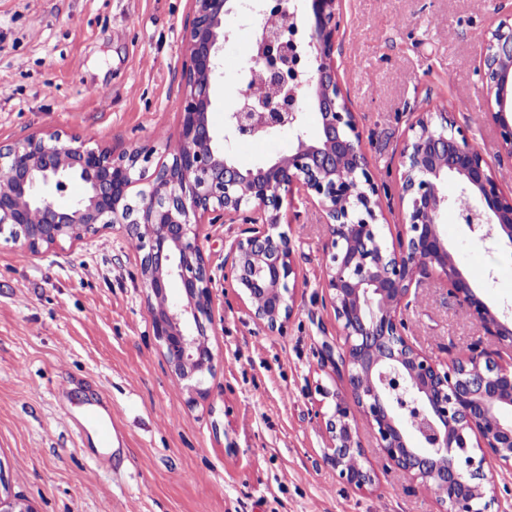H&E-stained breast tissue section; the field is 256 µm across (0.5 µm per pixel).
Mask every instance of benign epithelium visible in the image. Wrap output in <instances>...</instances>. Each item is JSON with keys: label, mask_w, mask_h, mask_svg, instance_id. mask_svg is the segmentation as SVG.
Returning a JSON list of instances; mask_svg holds the SVG:
<instances>
[{"label": "benign epithelium", "mask_w": 512, "mask_h": 512, "mask_svg": "<svg viewBox=\"0 0 512 512\" xmlns=\"http://www.w3.org/2000/svg\"><path fill=\"white\" fill-rule=\"evenodd\" d=\"M191 0L182 30L183 97L175 145L155 160L145 145L129 153L92 147L58 133L0 144V231H20L28 253L77 245L119 227L136 241L153 333L182 379L212 371L213 277L200 242L204 224H247L224 256V282L239 290L247 316L271 333L286 332L298 275L292 241L279 231L284 200L298 193L328 229L323 288L343 343L336 371L346 392L331 393L320 414L325 457L345 489L373 490L379 473L399 471L424 490L436 489L437 512H508L484 465L492 457L512 468V321L498 316L460 270L443 236L445 185L456 178L461 207L479 240L512 251V191L466 133L445 112H413L400 151L403 229L384 234L385 183L371 166L359 115L349 104L336 64L344 27L342 0ZM246 9L262 20L259 49L239 81L262 75V92H245L224 113V130L210 119L212 85L223 75L221 51L234 34L226 16ZM478 75L500 146L512 160V24L481 35ZM316 111L317 134L307 136L303 105ZM292 133L294 149L255 169L232 158V143ZM78 178L86 193L56 208L46 188ZM439 281L479 332L460 356L442 361L412 341L404 313L419 290ZM381 451V468L364 456L359 420ZM0 512H36L0 495Z\"/></svg>", "instance_id": "7a95c632"}]
</instances>
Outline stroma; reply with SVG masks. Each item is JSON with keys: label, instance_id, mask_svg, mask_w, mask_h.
<instances>
[{"label": "stroma", "instance_id": "stroma-1", "mask_svg": "<svg viewBox=\"0 0 512 512\" xmlns=\"http://www.w3.org/2000/svg\"><path fill=\"white\" fill-rule=\"evenodd\" d=\"M336 48L341 81L367 156L391 186L389 224L402 223L397 178L410 113L443 110L497 162L476 69L478 35L512 15V0H344ZM190 0H0V144L57 131L119 155L174 140L182 95L181 32ZM258 19L221 56L212 119L239 96ZM107 87L104 101L90 90ZM289 132L234 142L253 169L288 154ZM282 230L300 274L284 334L245 314L223 280L224 244L238 224L205 226L215 277V370L191 401L153 334L135 246L120 230L33 256L0 234V479L36 512H435L431 496L396 473L366 495L343 487L324 456L317 392L345 381L323 357L339 341L325 301V225L301 201L284 204ZM440 222L462 270L489 305L512 318V253L481 243L456 209ZM416 341L446 359L478 330L436 286L406 314ZM104 398L118 427L110 454L93 460L79 408Z\"/></svg>", "mask_w": 512, "mask_h": 512}]
</instances>
